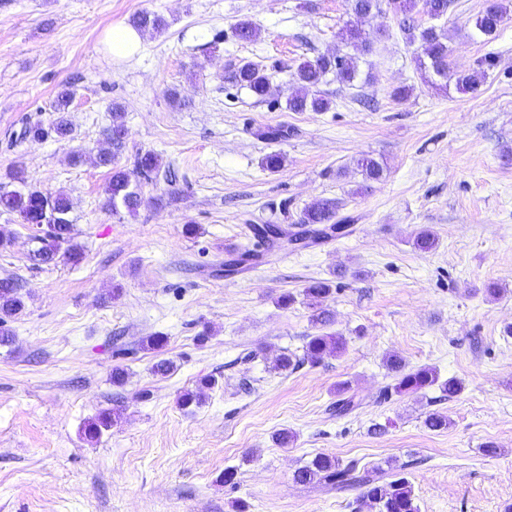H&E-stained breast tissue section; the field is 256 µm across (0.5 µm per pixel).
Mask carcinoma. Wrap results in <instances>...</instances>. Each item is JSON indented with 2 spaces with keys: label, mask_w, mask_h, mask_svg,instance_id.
<instances>
[{
  "label": "carcinoma",
  "mask_w": 512,
  "mask_h": 512,
  "mask_svg": "<svg viewBox=\"0 0 512 512\" xmlns=\"http://www.w3.org/2000/svg\"><path fill=\"white\" fill-rule=\"evenodd\" d=\"M512 11L508 0H492L476 17L474 27L477 33L491 39L495 36L504 19ZM140 29L151 28L159 31L165 26L164 20L148 12L140 14L134 21ZM403 31L411 42L420 41L425 60L420 62L428 67L433 74L448 81V33L435 27L417 30V27L406 18L403 21ZM234 36L244 42H251L257 37V29L248 20L238 21L233 28ZM343 38L359 52V55L328 54L314 60H303L296 68V80L300 91L288 97L287 107L292 112H325L330 103L327 99L310 93V89L318 87L329 74L343 84H352L359 76V56L369 53L371 43L361 31L350 27L345 30ZM494 56L488 55L477 61V68L468 73L455 75L456 88L474 93L478 90L485 68L493 66ZM229 79L241 88L249 90L254 96L263 99L267 96L269 76L266 70L249 60L241 61L232 70ZM71 100V92L64 90L57 98L55 111L60 113L49 126L40 124L25 128L24 135L32 140H43L52 135L65 138L70 135L71 123L64 116ZM112 123L107 128V139L116 148H121L125 137L123 113L117 106L111 108ZM99 164L112 167V175L105 188L106 204L117 214L124 210L129 214L137 212L142 204L139 186L132 182L131 175L126 170L116 166L112 154H101ZM364 178L362 188H368V183L377 182L383 177L384 168L373 158H362L358 161ZM161 168L160 156L154 152L139 153L135 157L134 169L141 178L150 180ZM12 190L7 194L0 193V211L18 215L22 223L33 226L47 225L49 229L35 237L36 247L29 254L30 260L37 265L58 264L60 262H76L81 257V249L74 243V224L70 217L71 203L62 193L43 192L27 184L23 171L14 170L10 174ZM338 203L334 200L321 199L308 205L300 220L304 229L290 232L280 224H251L253 237L258 242L272 249L283 246V243L304 244L342 229L346 222L337 218ZM259 255L245 249L239 251L225 262L229 267L245 268L256 261ZM331 293L330 285L325 281H315L305 290L306 297L312 304L319 305L323 298ZM24 308V302L18 292L16 281L5 278L0 280V345L13 341L9 320ZM344 348V340L331 333H318L307 337L304 356L297 358L288 353H282L275 360L273 369L278 371L295 370L304 362L317 363L324 356L334 355ZM388 368L396 374V383L391 387L396 393H416L433 386L452 397L462 389L461 383L450 377L441 379L436 369L421 367L408 371L402 358L392 356L387 360ZM118 415L117 409H105L85 426V437L97 440L104 431L112 427L113 417ZM406 466L384 469L380 466H367L357 460L342 463L335 457L319 454L304 466L297 469L293 479L297 483L310 484L318 482L328 488L338 491L351 489L361 490L362 497L378 508V512H419L415 503L414 491L405 476Z\"/></svg>",
  "instance_id": "cac0c4a2"
}]
</instances>
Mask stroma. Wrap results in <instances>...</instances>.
Returning <instances> with one entry per match:
<instances>
[{
  "instance_id": "obj_1",
  "label": "stroma",
  "mask_w": 512,
  "mask_h": 512,
  "mask_svg": "<svg viewBox=\"0 0 512 512\" xmlns=\"http://www.w3.org/2000/svg\"><path fill=\"white\" fill-rule=\"evenodd\" d=\"M487 3L454 0L436 20L416 0L411 13L418 27L445 28L450 69L496 56L464 93L432 84L385 4L360 18L348 0H0V182L19 166L31 186L65 193L83 250L78 264L35 266L33 228L0 214V278L24 301L13 344L0 346V512H232L236 501L245 512H372L359 491L294 482L319 453L407 464L419 512L512 504V14L483 41L472 25ZM142 12L166 28L113 57L109 30ZM242 19L254 41L234 37ZM348 25L372 42L358 79L327 75L317 91L328 111H288L297 63L351 53ZM244 58L266 69L265 100L228 81ZM400 87L406 99L394 98ZM65 88L71 135L24 138L28 124L54 121ZM114 103L126 129L117 164L162 159L133 215L106 209L111 170L95 162L111 148ZM268 126L287 138L258 137ZM272 151L284 158L275 173L261 165ZM363 156L385 176L361 194ZM319 199L338 202L345 235L257 245L250 225L293 228ZM423 228L437 238L428 252L413 245ZM244 246L258 264L225 275L230 249ZM319 280L332 285L328 330L344 350L272 370L318 333L303 291ZM284 294L293 302L280 305ZM157 335L161 353L142 348ZM392 354L458 379L461 392L387 394ZM160 357L174 363L164 377L152 372ZM209 376L218 386L201 388ZM342 383L360 406L340 416ZM194 390L202 403L188 413L178 398ZM116 402L118 422L87 441L88 421ZM433 411L447 428L425 426Z\"/></svg>"
}]
</instances>
